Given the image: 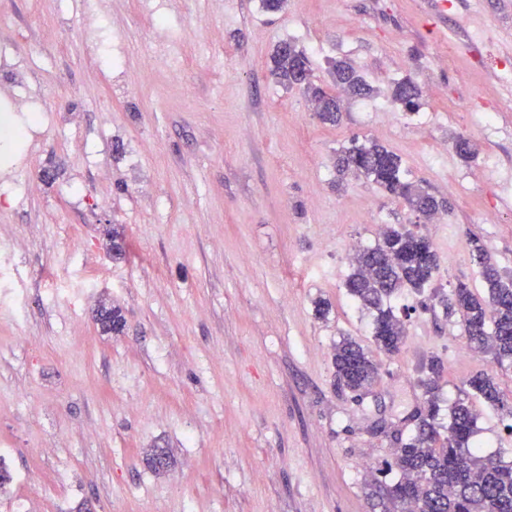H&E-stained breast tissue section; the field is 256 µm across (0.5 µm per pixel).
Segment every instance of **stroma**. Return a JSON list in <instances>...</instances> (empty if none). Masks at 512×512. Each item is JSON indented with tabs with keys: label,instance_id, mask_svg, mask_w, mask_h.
I'll return each instance as SVG.
<instances>
[{
	"label": "stroma",
	"instance_id": "obj_1",
	"mask_svg": "<svg viewBox=\"0 0 512 512\" xmlns=\"http://www.w3.org/2000/svg\"><path fill=\"white\" fill-rule=\"evenodd\" d=\"M288 40L326 92L347 58L372 96L321 122L271 74ZM0 44V113L26 129L0 150V512H369L430 358L442 407L479 372L512 403V367L469 349L441 302L460 280L483 290L470 237L512 275V0H0ZM403 78L420 112L394 111ZM459 135L473 159L443 152ZM354 136L446 209L337 186ZM388 224L429 238L440 269L394 297L405 345L375 353L358 401L332 358L341 338L370 345L372 317L345 280ZM473 405L481 455L512 460L505 420Z\"/></svg>",
	"mask_w": 512,
	"mask_h": 512
}]
</instances>
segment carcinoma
<instances>
[{
    "label": "carcinoma",
    "mask_w": 512,
    "mask_h": 512,
    "mask_svg": "<svg viewBox=\"0 0 512 512\" xmlns=\"http://www.w3.org/2000/svg\"><path fill=\"white\" fill-rule=\"evenodd\" d=\"M273 75L285 87L303 89L318 104V116L336 124L341 112L338 97L311 81V64L306 53L288 41L273 55ZM333 82L351 95H369L372 87L346 60L330 62ZM393 105L404 112L421 107L417 85L410 79L397 82ZM337 174L362 177L387 196L402 199L426 219L439 210L436 199L404 180L401 158L384 146L356 139L339 150ZM421 236L403 228L387 227L378 243L357 252L351 262L345 288L352 300L373 315L371 340L375 349L391 356L400 352L406 338L404 322L394 313L390 299L397 292L421 293L439 270L437 250H423ZM483 282L484 294L475 293L460 280L448 294V315L458 316L467 345L491 356L499 365L512 366V278L501 272L480 239H469ZM100 322L119 333L124 317L117 307L100 309ZM333 364L337 388L355 399L363 398L378 379L379 367L371 351L350 337L334 348ZM443 362L433 357L420 380L425 401L411 416L413 428L406 437H395L393 462L399 477L392 483H365L366 499L379 512H512V463L487 458L471 446L478 413L465 398L449 408L448 426L439 422V379ZM465 394L474 395L495 409H508L495 377L479 373L466 381Z\"/></svg>",
    "instance_id": "cac0c4a2"
}]
</instances>
